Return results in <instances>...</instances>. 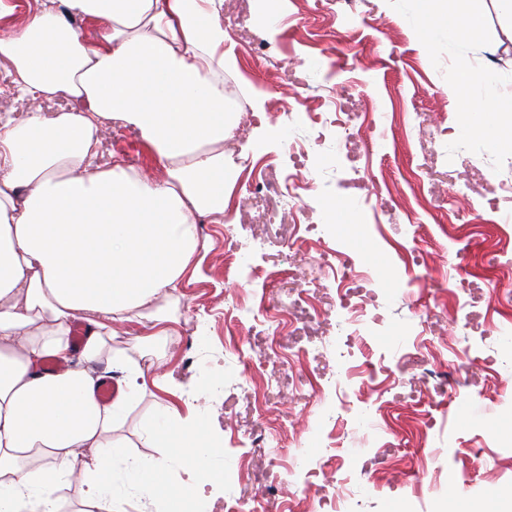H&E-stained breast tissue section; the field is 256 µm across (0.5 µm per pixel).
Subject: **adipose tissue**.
<instances>
[{"label": "adipose tissue", "instance_id": "ef3b65f1", "mask_svg": "<svg viewBox=\"0 0 512 512\" xmlns=\"http://www.w3.org/2000/svg\"><path fill=\"white\" fill-rule=\"evenodd\" d=\"M0 37L20 100L64 98L70 109L23 120L0 114V512H57L63 484L85 489L94 512H126L131 493L159 512H185L221 450L201 416L161 404L145 433L164 453L127 456L116 436L127 409L153 391L174 393L112 345L121 324L140 351L166 344L172 319L157 298L177 288L199 251L195 219L223 218L243 169L224 143L238 123L224 99V27L216 0H37ZM425 19L468 41L484 16L463 0H418ZM102 22L89 44L70 17ZM135 129L163 169L154 178L113 155L98 164L104 122ZM464 134L512 151V93L467 98ZM86 329L71 340L74 323ZM62 370L48 372L47 359ZM106 363L122 374L100 403ZM94 455L75 467L82 449ZM123 471H116V463ZM193 473L168 478L171 464Z\"/></svg>", "mask_w": 512, "mask_h": 512}]
</instances>
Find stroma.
<instances>
[{
    "mask_svg": "<svg viewBox=\"0 0 512 512\" xmlns=\"http://www.w3.org/2000/svg\"><path fill=\"white\" fill-rule=\"evenodd\" d=\"M477 5L482 40L467 47L429 28L414 0L218 4L224 72L249 107L234 133L244 204L226 224L199 225L194 272L166 306L178 334L152 350L178 386L174 403L202 411L223 450L187 512H249L270 490L283 512H444L452 497L463 512H512V152L460 132L448 84L449 66L473 56L512 91L501 13L495 0ZM336 107L360 113L353 134L366 149L337 154L345 131L327 129L306 168L313 188L290 214L276 193L288 144L309 137L307 113ZM260 135L268 147L256 154ZM116 153L162 174L131 129L104 130L100 163ZM229 235L265 249L242 267L226 257ZM330 248L355 259L363 327L346 324L332 280L309 288V310L289 306L296 271L312 273ZM487 252L499 259L491 273L477 264ZM258 300L282 312L266 333L247 317ZM267 345L275 356L245 380L244 361ZM301 380L338 388L299 396ZM164 398L146 396L119 428L132 455L160 457L143 429ZM287 416L317 436L305 455Z\"/></svg>",
    "mask_w": 512,
    "mask_h": 512,
    "instance_id": "obj_1",
    "label": "stroma"
}]
</instances>
